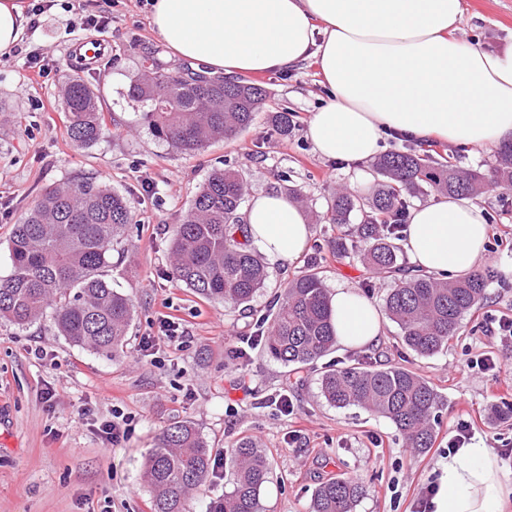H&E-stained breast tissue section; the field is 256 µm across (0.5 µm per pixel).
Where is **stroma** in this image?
<instances>
[{"label":"stroma","mask_w":512,"mask_h":512,"mask_svg":"<svg viewBox=\"0 0 512 512\" xmlns=\"http://www.w3.org/2000/svg\"><path fill=\"white\" fill-rule=\"evenodd\" d=\"M463 14L454 32L460 41L489 50L512 45V0H462ZM94 9L88 0H68L36 16L27 28L20 53L0 62V278L11 271L9 232L32 198L48 186L75 177H92L124 195L133 222L112 252L106 277L129 295L135 315L126 347L107 359L59 336L52 319L27 328L0 320V512H152L144 480V461L159 433L175 420L195 425L214 455L242 436L255 438L272 463L273 477L261 494L264 512H310L317 486L331 478H358L365 497L354 512H413L421 486L441 460L445 437L462 414L475 421L477 440L498 436L512 448V422L496 423L494 408L512 404V386H492L487 374L470 361L482 353L512 369V348L484 336V310L512 315V190L482 196L489 214L488 267L496 276L482 307L463 320L448 349L421 358L406 350L395 324L384 322L377 344L362 349L337 346L330 364L364 357L417 369L437 388L442 404L434 426L436 445L425 454L406 448L387 419L359 407L338 409L320 396V366L298 373L259 349L239 359L232 352L236 336L250 335L257 320L273 306L280 284L303 271L311 257L327 268V289L361 287L381 304L389 281L375 278L359 259L336 262L327 247L335 225L318 222L302 256L293 265L268 264V281L247 307L194 297L172 279V229L189 212L213 170L232 164L250 185L251 194L275 192L277 177L288 174L300 188L307 212L326 211L336 188L354 186L371 194L374 180L353 184V167L320 159L306 137L309 118L326 93L317 68L307 62L285 73L256 77L269 98L256 123L231 141L218 140L195 155L182 154L150 132L144 105L133 102L128 88L141 73L144 58L175 65L156 37L150 7L142 0H120L103 29L87 23ZM104 42V57L85 65L75 56L77 43ZM43 65L36 77L32 62ZM78 71L98 94L105 121L95 144L80 147L66 135L60 95L63 72ZM293 112L288 136L272 129L269 115ZM176 318L188 334L181 346L157 344L154 355L140 349L144 337L157 335L162 316ZM44 358H36L35 348ZM288 390L302 430L299 447L288 445L294 424L274 403ZM53 401H46L47 391ZM134 416L135 429L118 445L103 441L100 419L113 407ZM381 440L373 447L371 438Z\"/></svg>","instance_id":"1"}]
</instances>
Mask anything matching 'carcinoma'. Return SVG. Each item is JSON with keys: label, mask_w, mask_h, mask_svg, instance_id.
<instances>
[{"label": "carcinoma", "mask_w": 512, "mask_h": 512, "mask_svg": "<svg viewBox=\"0 0 512 512\" xmlns=\"http://www.w3.org/2000/svg\"><path fill=\"white\" fill-rule=\"evenodd\" d=\"M128 96L149 104L144 113L155 137L186 155L211 141H231L249 128L264 108L267 91L242 79L203 77L189 66L164 68L155 61L133 82ZM62 98L67 135L78 146L102 135L95 91L79 76L66 74ZM270 121L288 135L292 115L276 111ZM377 187L364 197L343 188L327 200L324 219L349 228L330 242L342 260L357 255L383 278H394L383 311L400 331L403 345L418 357L448 347L462 320L484 300L492 271H474L448 280L403 266V217L409 198L419 193L477 196L512 190V143L498 151L487 172L453 167L417 149L392 150L373 163ZM247 194L242 175L229 163L215 170L196 195L191 210L173 228L172 275L196 296L236 309L247 306L267 286V271L240 216ZM128 200L86 179L45 188L9 235L11 273L0 279V319L27 327L45 313L60 335L93 354L115 358L123 352L134 316L131 298L112 288L104 268L114 242L132 223ZM357 224H352V221ZM336 347L324 270L312 261L280 290L270 313L264 353L287 366L312 364ZM321 396L336 408L358 406L388 419L408 447L424 453L435 441L432 420L440 408L435 386L402 364L330 365L320 377ZM213 449L188 421H174L160 434L145 462L153 512H187L191 494L209 478ZM225 461L232 488L209 512H263L260 494L272 464L257 442L238 438ZM366 494L354 479L321 483L311 512H354Z\"/></svg>", "instance_id": "obj_1"}]
</instances>
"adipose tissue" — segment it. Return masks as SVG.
<instances>
[{
  "label": "adipose tissue",
  "instance_id": "adipose-tissue-1",
  "mask_svg": "<svg viewBox=\"0 0 512 512\" xmlns=\"http://www.w3.org/2000/svg\"><path fill=\"white\" fill-rule=\"evenodd\" d=\"M461 15V0H153L152 25L174 56L229 79L313 61L327 100L307 138L320 158L355 163L361 182L390 131L481 150L512 141V47L459 41ZM26 27L22 0H0V55L20 45ZM243 222L254 245L285 266L311 237L304 210L280 193L253 196ZM488 232L485 208L441 196L411 209L403 247L418 270L453 279L479 267ZM330 302L340 344L364 348L380 336L382 315L357 290L337 287ZM438 472L434 512L512 505L498 455L480 443Z\"/></svg>",
  "mask_w": 512,
  "mask_h": 512
}]
</instances>
